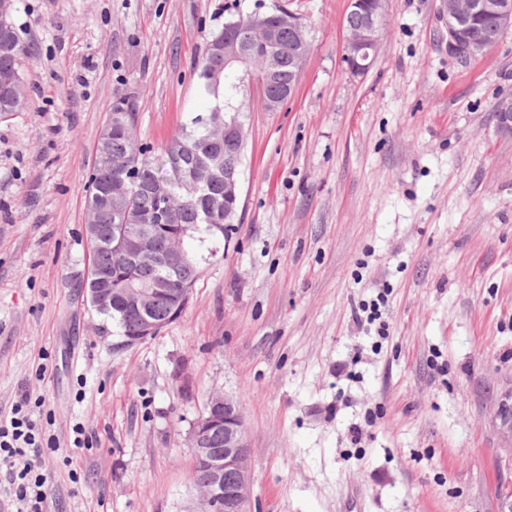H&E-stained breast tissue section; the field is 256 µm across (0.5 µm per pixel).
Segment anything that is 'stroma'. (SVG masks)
Listing matches in <instances>:
<instances>
[{"label":"stroma","mask_w":512,"mask_h":512,"mask_svg":"<svg viewBox=\"0 0 512 512\" xmlns=\"http://www.w3.org/2000/svg\"><path fill=\"white\" fill-rule=\"evenodd\" d=\"M278 4L311 48L280 111L244 91L238 218L183 314L120 346L82 287L112 99L136 100L139 143L162 151L201 108L207 36ZM440 5L386 0L354 76L349 0H15L29 53L24 104L0 114V411L41 400L69 452L39 460L46 512H194L187 436L218 393L242 402L246 512H497L512 137L494 105L512 93V30L457 62ZM76 423L92 448L71 447Z\"/></svg>","instance_id":"1"}]
</instances>
